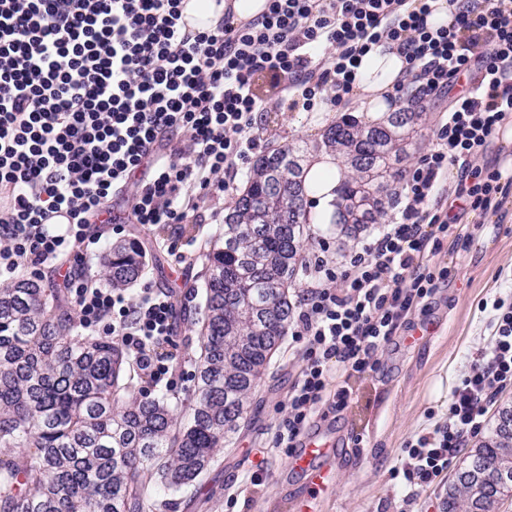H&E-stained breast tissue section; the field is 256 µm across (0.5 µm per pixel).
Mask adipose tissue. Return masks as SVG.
Instances as JSON below:
<instances>
[{"label": "adipose tissue", "mask_w": 512, "mask_h": 512, "mask_svg": "<svg viewBox=\"0 0 512 512\" xmlns=\"http://www.w3.org/2000/svg\"><path fill=\"white\" fill-rule=\"evenodd\" d=\"M406 63L402 54L395 49L377 47L363 57L356 69L353 94L358 111L367 121L379 122L388 112L387 94L393 93L394 86L403 81ZM308 176L318 184L310 200L315 219L327 220L336 211V190L343 178L338 160L329 153L314 155L308 165Z\"/></svg>", "instance_id": "1"}]
</instances>
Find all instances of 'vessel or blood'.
Listing matches in <instances>:
<instances>
[{
	"mask_svg": "<svg viewBox=\"0 0 512 512\" xmlns=\"http://www.w3.org/2000/svg\"><path fill=\"white\" fill-rule=\"evenodd\" d=\"M341 453L334 441L323 438L309 439L292 453L290 465L306 476L308 485L307 496L296 505L297 512H314L315 502L334 487L336 472L327 467L325 461Z\"/></svg>",
	"mask_w": 512,
	"mask_h": 512,
	"instance_id": "obj_1",
	"label": "vessel or blood"
}]
</instances>
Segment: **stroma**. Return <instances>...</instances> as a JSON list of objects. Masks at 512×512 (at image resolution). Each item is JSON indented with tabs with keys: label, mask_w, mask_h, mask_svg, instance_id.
Returning a JSON list of instances; mask_svg holds the SVG:
<instances>
[{
	"label": "stroma",
	"mask_w": 512,
	"mask_h": 512,
	"mask_svg": "<svg viewBox=\"0 0 512 512\" xmlns=\"http://www.w3.org/2000/svg\"><path fill=\"white\" fill-rule=\"evenodd\" d=\"M258 87L267 100L266 110L256 115L259 151L288 146L300 147L309 155L320 151L323 133L339 121V112L326 103L308 112L293 104L291 93H278L268 81L259 80ZM447 106L444 100L418 104L421 117L404 148L402 168L413 166L433 147V132ZM243 184L239 177L233 189L223 194L195 190L194 222L205 229L223 223ZM134 192V187H127L124 197L113 201L112 214L121 228L106 232L104 238L110 242L139 238L147 260L141 286L168 288L175 294L177 320L170 351L178 365L172 379L182 388L194 369L190 358L196 336L190 325L202 302L194 293L201 269L200 241L180 238L186 254L182 263L158 250L154 231L128 221ZM464 221L471 226V242L457 248L443 243L432 258L433 265L448 267L453 277L439 289L427 312L414 316L413 326L423 330V337L412 343L406 336L396 337L380 353L377 370L353 380L354 399L348 409L339 416L327 414L319 424L341 442L357 444L354 462L338 463V484L322 503L321 512H444L447 479H440L410 503L392 470L399 465L407 441L442 422L473 352L488 344L490 314L485 304L512 298V195L502 198L498 211L473 212ZM375 230L370 224L349 236L325 233L319 241L305 245L302 253L309 258L322 254L335 264ZM299 366V360L290 359L287 347L279 348L239 430L195 487L178 496L170 512H292L293 503L307 491V481L290 469L288 455L275 448L274 440L283 416L281 404ZM262 446L270 450L266 482L251 493L244 490L243 479Z\"/></svg>",
	"instance_id": "35a3bbf8"
}]
</instances>
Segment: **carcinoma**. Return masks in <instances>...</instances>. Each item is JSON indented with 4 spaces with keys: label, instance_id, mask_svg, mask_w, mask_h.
Instances as JSON below:
<instances>
[{
    "label": "carcinoma",
    "instance_id": "1",
    "mask_svg": "<svg viewBox=\"0 0 512 512\" xmlns=\"http://www.w3.org/2000/svg\"><path fill=\"white\" fill-rule=\"evenodd\" d=\"M418 119L404 111L363 126L348 116L327 130L324 146L355 169L332 225L376 223ZM304 165L290 146L259 157L224 223L207 233L194 374L182 397L132 392L118 340L86 331L41 276L0 281V512H150L196 484L287 336L301 248L321 232L304 203ZM145 270L137 242L108 243L97 275L130 288ZM509 426L508 408L448 485L446 512H494L512 495Z\"/></svg>",
    "mask_w": 512,
    "mask_h": 512
}]
</instances>
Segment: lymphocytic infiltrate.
Listing matches in <instances>:
<instances>
[{"label":"lymphocytic infiltrate","mask_w":512,"mask_h":512,"mask_svg":"<svg viewBox=\"0 0 512 512\" xmlns=\"http://www.w3.org/2000/svg\"><path fill=\"white\" fill-rule=\"evenodd\" d=\"M448 7L453 24L432 29L428 0H269L247 22L228 11L191 33L182 0H0V279L64 267L60 286L81 321L117 339L144 378L162 380L172 294L146 287L132 296L83 271L114 196L135 185L134 223H185L193 190L228 191V175L256 147L259 79L298 91L305 110L327 89L341 107L362 57L397 44L420 97L451 103L433 148L403 176L400 219L347 255L341 273L322 258L308 268L288 329L301 366L275 437L292 451L317 411L349 407L351 379L375 371L379 352L427 310L451 275L431 255L444 240L461 247L471 237L461 216L497 210L512 190L475 163L512 117V0ZM316 44L333 49L317 65ZM463 77L466 90L453 92ZM178 132L185 143L171 147ZM452 168L459 179L450 191L442 179ZM60 211L67 223H48ZM492 308L490 343L454 389L444 422L403 450L409 497L447 472L512 387V303Z\"/></svg>","instance_id":"obj_1"}]
</instances>
